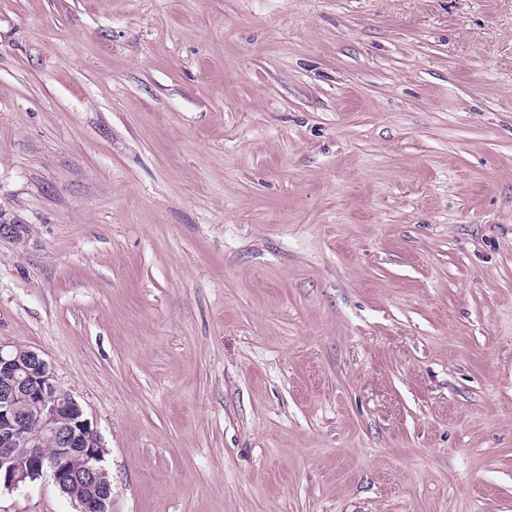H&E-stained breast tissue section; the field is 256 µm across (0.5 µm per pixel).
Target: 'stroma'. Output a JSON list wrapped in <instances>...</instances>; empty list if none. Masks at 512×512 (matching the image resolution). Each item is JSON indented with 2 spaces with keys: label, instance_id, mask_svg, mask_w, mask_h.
I'll return each instance as SVG.
<instances>
[{
  "label": "stroma",
  "instance_id": "stroma-1",
  "mask_svg": "<svg viewBox=\"0 0 512 512\" xmlns=\"http://www.w3.org/2000/svg\"><path fill=\"white\" fill-rule=\"evenodd\" d=\"M0 219L112 512H512V0H0Z\"/></svg>",
  "mask_w": 512,
  "mask_h": 512
}]
</instances>
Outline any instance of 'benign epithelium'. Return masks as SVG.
Masks as SVG:
<instances>
[{
	"mask_svg": "<svg viewBox=\"0 0 512 512\" xmlns=\"http://www.w3.org/2000/svg\"><path fill=\"white\" fill-rule=\"evenodd\" d=\"M35 420L50 448L38 447L28 434ZM94 421L57 381L39 353L0 343V490L19 489L45 475L77 512H112V480Z\"/></svg>",
	"mask_w": 512,
	"mask_h": 512,
	"instance_id": "obj_1",
	"label": "benign epithelium"
}]
</instances>
